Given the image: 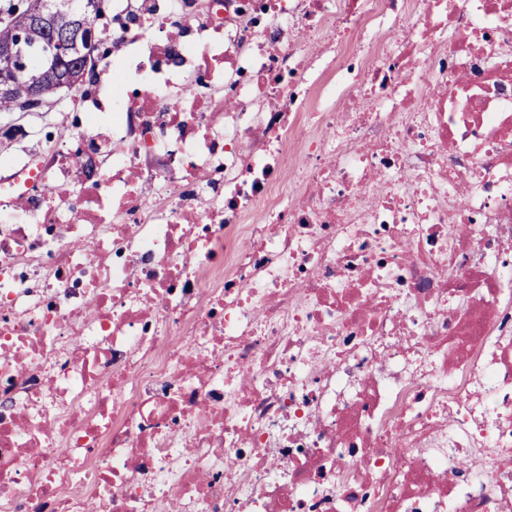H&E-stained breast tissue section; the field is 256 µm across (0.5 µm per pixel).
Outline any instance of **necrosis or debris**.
<instances>
[{"instance_id":"1","label":"necrosis or debris","mask_w":512,"mask_h":512,"mask_svg":"<svg viewBox=\"0 0 512 512\" xmlns=\"http://www.w3.org/2000/svg\"><path fill=\"white\" fill-rule=\"evenodd\" d=\"M111 38L0 158V512H512V0Z\"/></svg>"}]
</instances>
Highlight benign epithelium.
Here are the masks:
<instances>
[{"label": "benign epithelium", "instance_id": "benign-epithelium-1", "mask_svg": "<svg viewBox=\"0 0 512 512\" xmlns=\"http://www.w3.org/2000/svg\"><path fill=\"white\" fill-rule=\"evenodd\" d=\"M105 0H44L43 14L31 19L18 8L14 24L20 39L0 43V98L14 100L19 107L42 104V82L52 79L57 91H71L82 84L85 66L102 41L95 35L96 24L105 20ZM82 52L84 66L74 73L60 74L62 64ZM45 59L43 71L24 79L20 64L28 53Z\"/></svg>", "mask_w": 512, "mask_h": 512}]
</instances>
